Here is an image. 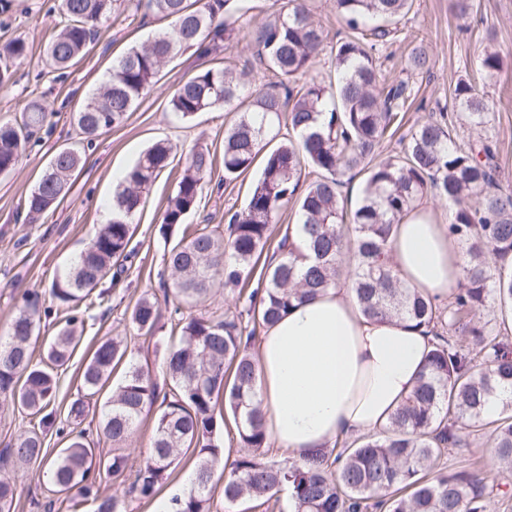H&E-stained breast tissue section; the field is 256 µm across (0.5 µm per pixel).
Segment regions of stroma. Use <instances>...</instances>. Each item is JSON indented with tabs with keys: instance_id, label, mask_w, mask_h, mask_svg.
Here are the masks:
<instances>
[{
	"instance_id": "1",
	"label": "stroma",
	"mask_w": 512,
	"mask_h": 512,
	"mask_svg": "<svg viewBox=\"0 0 512 512\" xmlns=\"http://www.w3.org/2000/svg\"><path fill=\"white\" fill-rule=\"evenodd\" d=\"M61 0H0V46L20 38L28 45L26 56L14 61L12 78L0 86V122L13 120L31 101L48 108L44 126L34 132L21 162L11 172L0 174V335L24 304L25 295L45 292L54 278L63 276L112 211V195L123 174L152 143L165 140L174 147L171 169L156 180L133 216V257L118 282H105V298L89 311L82 339L60 375V391L51 407L56 421H66L71 402L80 386V369L96 344L105 337L123 336L138 364L160 375L163 352L153 340L138 336L129 311L144 293L162 294L170 280L162 264L164 244H176L177 236L162 238L161 226L167 196L187 153L198 145L222 155L224 130L233 119L223 108L178 120L170 111V99L179 81L202 65L196 54L187 52L168 62L158 81L135 104L124 124L102 134L92 144H80L72 125L73 113L106 81L115 57L150 40L165 23L138 8L136 0H123L116 20L107 22L85 57L67 74L52 69L44 49L60 22ZM254 9L238 22L239 41L228 54L245 69L252 90L263 91L273 82L254 55L252 36L270 17L286 11L288 0H253ZM314 18L322 23L327 44L311 74L321 77L335 68L334 48L348 34L339 19L334 0H309ZM395 40L380 47L376 61L390 80L407 79L414 121L417 107L425 111L450 103L456 84H475L478 92L497 104L496 120L489 131L500 165L501 184L512 189V0H474L472 14L455 17L449 0H414L399 24ZM425 43L433 57L431 70L423 75L407 74L405 59L411 46ZM494 46L504 55V68L494 78L464 68V61L477 60L485 47ZM80 145L83 165L76 173L66 199L54 210L28 221L21 208L47 168L56 149ZM222 162H215L205 177L198 205L187 215L188 224H226L228 217L243 208L256 171H249L231 184H224ZM466 442L457 462L482 469L490 483L512 490V473L499 469L490 433L462 430ZM16 512H67V505L48 490L44 467L31 466L20 477Z\"/></svg>"
}]
</instances>
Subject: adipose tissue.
<instances>
[{"instance_id":"1","label":"adipose tissue","mask_w":512,"mask_h":512,"mask_svg":"<svg viewBox=\"0 0 512 512\" xmlns=\"http://www.w3.org/2000/svg\"><path fill=\"white\" fill-rule=\"evenodd\" d=\"M388 259L402 283L448 301L463 256L447 225L418 207L396 224ZM425 328L369 318L345 285L294 304L258 340L257 388L270 437L303 461L345 436L387 425L423 373Z\"/></svg>"}]
</instances>
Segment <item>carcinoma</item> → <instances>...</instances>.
Wrapping results in <instances>:
<instances>
[{
	"label": "carcinoma",
	"instance_id": "obj_1",
	"mask_svg": "<svg viewBox=\"0 0 512 512\" xmlns=\"http://www.w3.org/2000/svg\"><path fill=\"white\" fill-rule=\"evenodd\" d=\"M118 0H61L66 24L47 44L55 70L75 65L115 13ZM146 11L169 21L146 43L130 48L112 65L109 80L82 104L73 118L83 138L94 140L123 123L161 68L187 49L208 58L232 47L239 35L235 14L248 0H137ZM413 0H335L336 14L353 35L336 42V79L301 80L324 49L326 33L312 18L306 0H291L288 12L266 20L255 33L257 56L278 78L265 91L248 87L246 73L229 60L200 68L170 100L172 112L191 119L217 106L234 113L224 131V182L230 184L262 157L259 177L242 210L226 229L184 225L195 210L202 182L213 172L207 147L192 149L168 197L161 235L183 226L179 241L164 250L171 272L164 302L179 334L164 350V390L150 370L128 359L125 338L101 341L85 363L80 391L100 392L120 364L121 383L106 403L102 432L112 440V457L95 454L85 430L56 429L64 448L49 456L45 439L53 423L45 410L59 392V370L78 346L84 320L69 315L33 359L30 342L39 338L41 295L33 293L0 336V407L39 418L0 454V512H15L16 478L3 472L29 464L47 466L52 492L66 495L71 512L85 502L96 512H127L126 498L104 495L97 475L130 482V492L154 496L185 457L194 462L189 492L170 499V512H211L212 473L224 456L215 444L219 422L231 413L242 452L224 482V506L244 500L265 503L283 491L294 512H494L495 495L478 470L450 469L448 453L464 447L461 430L493 427L500 468L512 472V339L480 320L486 308L512 310V190L499 183L491 141L482 137L494 121V105L466 80L458 83L448 111L419 117L401 138V152L386 159L379 149L402 126L408 82H386L373 59L375 43L397 32ZM27 52L15 38L0 49V84L10 62ZM431 54L420 43L408 55L414 74L429 71ZM476 66L487 77L503 69L497 51H486ZM48 117L30 102L12 122L0 124V171H11L25 145ZM284 122L288 133L279 135ZM475 134L458 140L457 124ZM173 146L151 145L115 190L112 220L89 240L69 273L49 288L51 301L68 306L88 299L106 279L125 272L134 234L131 219L143 193L170 165ZM82 165L75 146L58 149L25 197L26 216L56 208L70 192ZM316 174L297 195L302 169ZM365 175L361 198L345 206L342 188ZM431 193L452 205L448 232L464 255L463 281L451 301L438 307L426 292L404 287L382 261L395 224ZM296 200L298 246L288 227L272 243L271 226L280 210ZM350 254L347 266L339 257ZM270 254L261 287L235 312L184 309L207 302L217 284L233 288L250 281L254 261ZM348 282L369 317H403L429 328L432 349L412 395L387 426L359 441L339 440L342 450L313 455L303 463L275 464L265 458L268 439L257 394L255 363L249 352L257 330L274 322L294 303ZM97 294V293H95ZM104 299V293L97 294ZM158 298L144 295L130 321L147 337L159 330ZM159 405L146 461L134 464L122 445L135 432L143 411Z\"/></svg>",
	"mask_w": 512,
	"mask_h": 512
}]
</instances>
